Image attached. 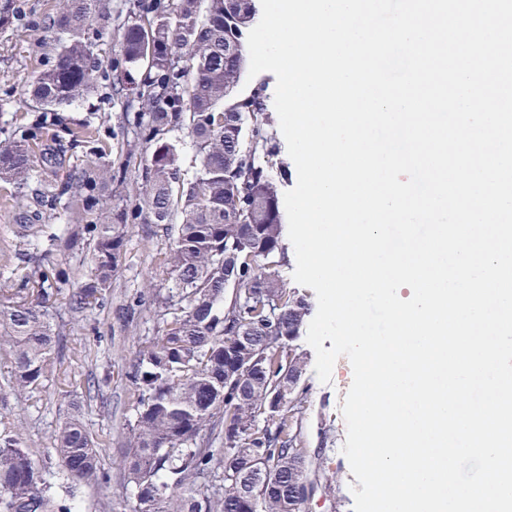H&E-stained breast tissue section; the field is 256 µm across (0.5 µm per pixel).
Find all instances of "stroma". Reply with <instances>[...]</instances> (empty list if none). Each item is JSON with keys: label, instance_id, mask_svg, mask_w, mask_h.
<instances>
[{"label": "stroma", "instance_id": "obj_1", "mask_svg": "<svg viewBox=\"0 0 512 512\" xmlns=\"http://www.w3.org/2000/svg\"><path fill=\"white\" fill-rule=\"evenodd\" d=\"M14 4V19L0 25V142L31 137L34 167L27 184L0 181V265L10 264L14 277H19L28 272L29 260L46 261L63 271L62 286L69 290L82 284L89 266L81 251H46L47 237L63 236L74 224L95 223L96 217L79 207L64 212L45 194V186L64 183L86 165L88 150L95 146L112 162L113 195L130 205L141 186L140 159L152 151L129 124L124 98L112 90L114 78L125 67L122 28L137 21L138 0H108L111 27L102 33L93 28L87 32L101 61L94 85L76 102L53 111L36 106L32 88L38 75L57 63L59 48L48 23L62 2ZM22 224L32 227L24 258L16 254V230ZM168 244L154 225L135 221L127 227L124 256L101 306L76 314L64 304L52 309L60 361L32 396L4 391L12 361L0 354V431L23 425L29 445L39 451V467L51 469L56 464L52 437L67 416L69 401L82 405L88 429L105 443L103 464L111 486L105 492L95 484L84 486L76 497L79 512H130L133 505L117 467L137 407L128 374L140 338L156 333L158 299L170 277L164 261ZM292 347L305 358L298 389L306 396L292 426L299 446L318 456L305 478L311 488L306 512H352L351 486L356 478L342 453L347 428L341 413L352 383L351 365L347 358H339L331 382L324 384L316 376V355L305 336H298Z\"/></svg>", "mask_w": 512, "mask_h": 512}]
</instances>
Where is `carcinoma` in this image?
<instances>
[{
	"label": "carcinoma",
	"mask_w": 512,
	"mask_h": 512,
	"mask_svg": "<svg viewBox=\"0 0 512 512\" xmlns=\"http://www.w3.org/2000/svg\"><path fill=\"white\" fill-rule=\"evenodd\" d=\"M138 8L122 51L125 62L146 58L149 66L136 86L121 81L114 91L132 95L127 107L138 108L140 134L154 143L141 163L143 190L129 209L105 194L111 163L92 161L71 176L82 205L108 222L79 224L69 240L71 247L85 234L93 241L79 288L63 293L61 273L39 264L0 301V351L13 362L5 386L16 395L39 389L54 364L50 307L64 299L82 312L104 299L128 224L142 219L167 234L177 215L165 252L164 312L157 335L140 342L130 376L138 405L119 466L134 489L133 512H305L300 484L310 462L282 407L304 402L295 395L303 359L286 345L309 303L279 274L278 191L259 162L275 156L262 88L234 93L248 66L251 0H141ZM93 21L112 25L101 0H63L50 22L64 35L58 60L35 87L42 108L70 105L91 87L100 67L85 40ZM183 127L201 156L189 180L180 179L175 147L162 138ZM31 173L29 145L0 144V181L22 185ZM71 406L53 437L59 473L73 486L102 484L103 443ZM52 488L22 434L0 433V512H76Z\"/></svg>",
	"instance_id": "obj_1"
}]
</instances>
